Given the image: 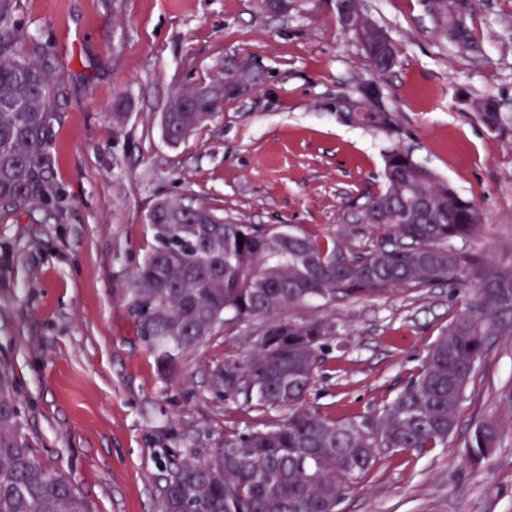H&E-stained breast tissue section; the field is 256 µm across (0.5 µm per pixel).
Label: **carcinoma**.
Instances as JSON below:
<instances>
[{
  "instance_id": "obj_1",
  "label": "carcinoma",
  "mask_w": 512,
  "mask_h": 512,
  "mask_svg": "<svg viewBox=\"0 0 512 512\" xmlns=\"http://www.w3.org/2000/svg\"><path fill=\"white\" fill-rule=\"evenodd\" d=\"M346 7L358 20L350 32L373 71L392 69V44L367 18L362 0H346ZM23 41L11 0H0L1 215L61 200L46 177L57 86L49 67L22 52ZM218 103L202 88L177 91L162 115L168 142L177 145L214 120ZM473 109L491 130L508 120L489 99ZM383 182L363 220L388 227L389 240L354 253L280 226L226 220L205 205L160 199L151 207L153 246L135 271L128 305L159 370L172 373L226 316L262 317L267 327L256 350L219 371L217 385L247 402L255 397L263 408L288 410L283 424L227 436L202 461L170 463L157 512H336L349 484L381 450L447 447L490 329L500 315L512 313V271H477L471 280L462 275L465 260L447 244L470 236L482 213L410 153L387 154ZM441 281L469 284L474 300L429 345L419 372L380 413L336 420L311 407L308 395L335 326L317 318L285 319V312L339 291ZM22 424L11 368L1 362L0 512H88L69 478L34 457ZM498 440L493 423L476 426L471 459L488 455Z\"/></svg>"
}]
</instances>
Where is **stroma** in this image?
Here are the masks:
<instances>
[{"label": "stroma", "mask_w": 512, "mask_h": 512, "mask_svg": "<svg viewBox=\"0 0 512 512\" xmlns=\"http://www.w3.org/2000/svg\"><path fill=\"white\" fill-rule=\"evenodd\" d=\"M11 3L28 43L52 50L31 59L60 83L50 151L62 203L0 217V359L34 455L70 478L89 512H155L168 455L201 460L225 436L287 417L216 386L253 352L263 318L218 327L173 376L159 372L127 293L157 199L359 251L388 235L348 231L364 227L385 155L401 148L480 208L477 232L451 248L512 270V126L489 130L472 108L490 97L512 115V0H363L397 52L381 77L332 0L285 15L259 0ZM242 63L248 90L170 145L160 116L173 94ZM472 299L437 282L293 311L336 326L310 402L335 419L381 412ZM485 420L500 438L473 464L467 445ZM338 509L512 512V315L488 338L447 447L381 452Z\"/></svg>", "instance_id": "stroma-1"}]
</instances>
